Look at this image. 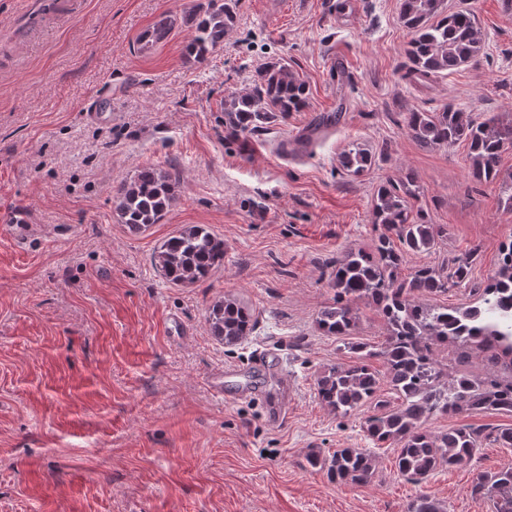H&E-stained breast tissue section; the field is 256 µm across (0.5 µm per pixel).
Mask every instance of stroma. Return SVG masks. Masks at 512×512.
Listing matches in <instances>:
<instances>
[{
  "instance_id": "obj_1",
  "label": "stroma",
  "mask_w": 512,
  "mask_h": 512,
  "mask_svg": "<svg viewBox=\"0 0 512 512\" xmlns=\"http://www.w3.org/2000/svg\"><path fill=\"white\" fill-rule=\"evenodd\" d=\"M196 2L0 0V512H407L423 494L443 512H491L471 487L512 467V448L493 441L423 483L398 473L393 448H373L376 474L362 486L306 458L372 448L373 406L343 416L318 396L319 376L350 353L317 318L335 299L337 257L372 250L383 231L372 214L382 183L412 177L413 212L448 229L435 250L405 254L402 276L470 257L468 279L431 304L478 305L499 272L512 240L499 182L473 180L465 143L420 146L404 114L451 103L512 119V12L502 0H445L474 11L480 50L426 82L406 75L400 0H239L203 66L183 58L185 27L139 51L143 30ZM336 53L348 63L340 75ZM279 59L306 82L307 108L232 134L225 96ZM305 131L306 155L274 154ZM353 145L373 157L360 174L340 165ZM148 164L179 180L164 219L132 234L113 188ZM191 225L223 239L224 263L174 284L153 253ZM227 297L253 315L238 344L206 321ZM259 349L278 366L252 370ZM224 368L237 377L219 397L208 380ZM283 397L288 415L271 425L266 408ZM460 425L488 433L512 416L439 415L428 428Z\"/></svg>"
}]
</instances>
